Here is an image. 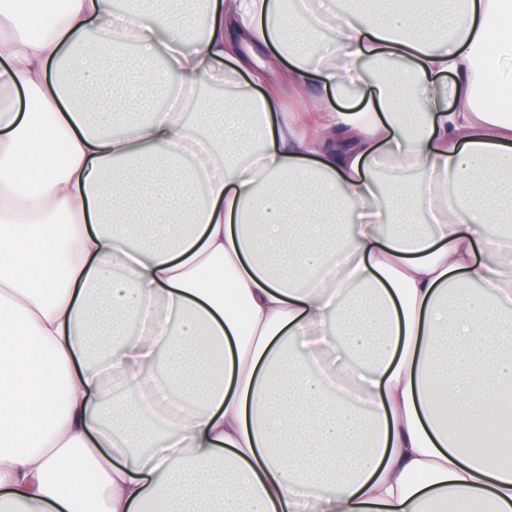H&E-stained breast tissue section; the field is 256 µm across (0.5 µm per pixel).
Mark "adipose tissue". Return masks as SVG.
<instances>
[{
	"label": "adipose tissue",
	"instance_id": "adipose-tissue-1",
	"mask_svg": "<svg viewBox=\"0 0 512 512\" xmlns=\"http://www.w3.org/2000/svg\"><path fill=\"white\" fill-rule=\"evenodd\" d=\"M158 2L0 0V512H512V0ZM315 99L331 102L337 108H352L351 111H359L363 107L358 98L354 94L341 93L335 94L330 90L325 91L320 85L315 84L309 91L307 98H297L288 89L284 92L280 100V106L275 111L276 117L281 120L283 118L294 119L298 112H308L316 108Z\"/></svg>",
	"mask_w": 512,
	"mask_h": 512
}]
</instances>
